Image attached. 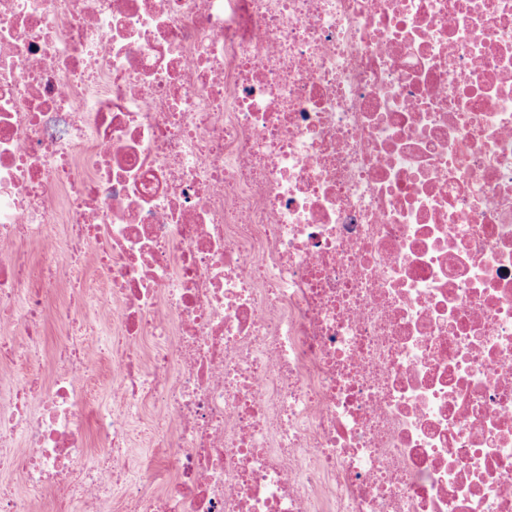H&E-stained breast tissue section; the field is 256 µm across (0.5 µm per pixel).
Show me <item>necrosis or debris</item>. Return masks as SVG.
Listing matches in <instances>:
<instances>
[{"label":"necrosis or debris","instance_id":"4bbe7bcc","mask_svg":"<svg viewBox=\"0 0 512 512\" xmlns=\"http://www.w3.org/2000/svg\"><path fill=\"white\" fill-rule=\"evenodd\" d=\"M0 470L512 512V0H0Z\"/></svg>","mask_w":512,"mask_h":512}]
</instances>
